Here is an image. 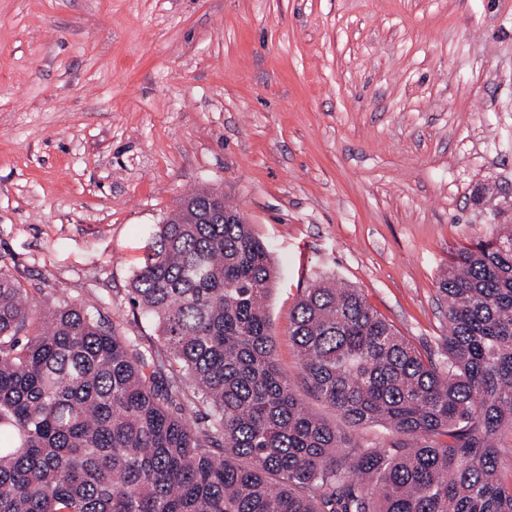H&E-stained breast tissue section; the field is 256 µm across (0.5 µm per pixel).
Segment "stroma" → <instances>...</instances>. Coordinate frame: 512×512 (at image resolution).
I'll use <instances>...</instances> for the list:
<instances>
[{
    "mask_svg": "<svg viewBox=\"0 0 512 512\" xmlns=\"http://www.w3.org/2000/svg\"><path fill=\"white\" fill-rule=\"evenodd\" d=\"M223 192L271 250L278 363L305 288L419 350L452 252L512 224V0H0V269L33 304L128 301L155 225Z\"/></svg>",
    "mask_w": 512,
    "mask_h": 512,
    "instance_id": "obj_1",
    "label": "stroma"
}]
</instances>
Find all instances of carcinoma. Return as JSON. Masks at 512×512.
Wrapping results in <instances>:
<instances>
[{"mask_svg": "<svg viewBox=\"0 0 512 512\" xmlns=\"http://www.w3.org/2000/svg\"><path fill=\"white\" fill-rule=\"evenodd\" d=\"M152 239L129 288L147 353L65 299L33 310L0 269V512H512L511 224L452 254L425 353L357 289H305L289 334L345 428L278 368V271L223 194L188 195ZM372 425L401 441L363 443Z\"/></svg>", "mask_w": 512, "mask_h": 512, "instance_id": "cac0c4a2", "label": "carcinoma"}]
</instances>
